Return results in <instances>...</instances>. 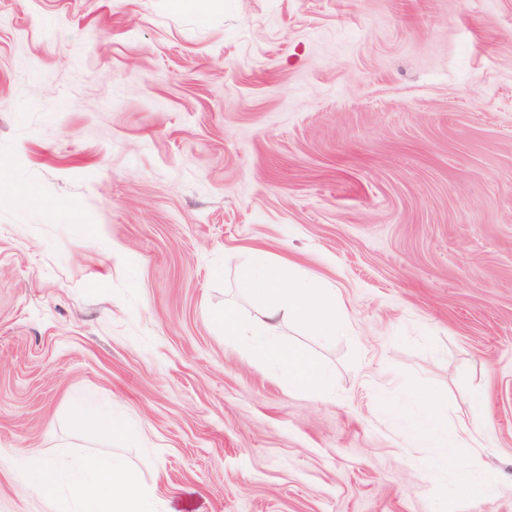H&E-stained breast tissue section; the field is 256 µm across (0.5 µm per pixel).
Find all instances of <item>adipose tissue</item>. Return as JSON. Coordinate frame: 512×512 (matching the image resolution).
I'll list each match as a JSON object with an SVG mask.
<instances>
[{
	"label": "adipose tissue",
	"instance_id": "ef3b65f1",
	"mask_svg": "<svg viewBox=\"0 0 512 512\" xmlns=\"http://www.w3.org/2000/svg\"><path fill=\"white\" fill-rule=\"evenodd\" d=\"M239 291L262 301L259 314L243 317L225 315V336L246 339L250 349L260 352L274 369L287 370L294 382L318 386L325 384L324 370L303 352L283 349L274 337L283 323L291 322L319 336H332L346 327L336 307L335 293L319 280H302L284 286L266 251L254 250L236 271ZM429 433L443 459L454 457L455 448L464 441L465 429L448 426L443 400L430 396ZM17 487L47 498L64 497L67 512H150L148 493L138 472L121 458L111 454H91L77 464L22 463L15 470Z\"/></svg>",
	"mask_w": 512,
	"mask_h": 512
}]
</instances>
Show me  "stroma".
I'll return each instance as SVG.
<instances>
[{
  "label": "stroma",
  "instance_id": "1",
  "mask_svg": "<svg viewBox=\"0 0 512 512\" xmlns=\"http://www.w3.org/2000/svg\"><path fill=\"white\" fill-rule=\"evenodd\" d=\"M253 248L335 289L278 336L325 389L225 338ZM108 453L156 512H512V0H0V512ZM429 409V433L435 443V448H441V456L445 462L454 460V448H459L465 440L466 429L448 428V413L444 401L437 395H431L426 400ZM73 406L77 421L89 428L97 439L112 440L116 425L109 413L84 399H76Z\"/></svg>",
  "mask_w": 512,
  "mask_h": 512
}]
</instances>
